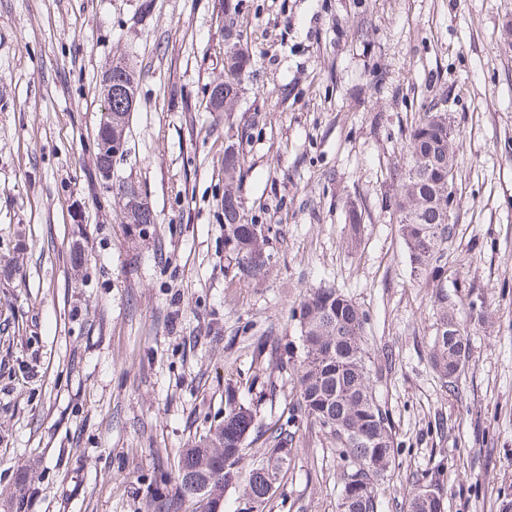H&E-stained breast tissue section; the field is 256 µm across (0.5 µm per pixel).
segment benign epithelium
<instances>
[{
	"mask_svg": "<svg viewBox=\"0 0 512 512\" xmlns=\"http://www.w3.org/2000/svg\"><path fill=\"white\" fill-rule=\"evenodd\" d=\"M99 93L104 101L103 121L119 127L130 117L137 101V74L126 58H116L103 70L99 78ZM113 168L102 172L101 180L106 188L114 189L120 196L121 217L127 220L128 214L136 209L152 211V206L140 185L125 179L112 183Z\"/></svg>",
	"mask_w": 512,
	"mask_h": 512,
	"instance_id": "1",
	"label": "benign epithelium"
}]
</instances>
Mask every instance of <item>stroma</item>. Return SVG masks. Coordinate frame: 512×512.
I'll use <instances>...</instances> for the list:
<instances>
[{
  "label": "stroma",
  "mask_w": 512,
  "mask_h": 512,
  "mask_svg": "<svg viewBox=\"0 0 512 512\" xmlns=\"http://www.w3.org/2000/svg\"><path fill=\"white\" fill-rule=\"evenodd\" d=\"M252 66L231 116L224 0H0V512H192L182 448L227 393L259 421L288 411L292 313L332 287L364 311L396 465L382 512L443 467L445 512L512 494V0H242ZM139 76L119 178L155 224L128 225L101 184L99 77ZM445 110L457 203L446 278L417 285L393 196L417 113ZM245 158L244 216L264 279L224 238V148ZM469 364L455 391L430 359L438 294ZM342 465L300 424L265 512H337Z\"/></svg>",
  "instance_id": "1"
}]
</instances>
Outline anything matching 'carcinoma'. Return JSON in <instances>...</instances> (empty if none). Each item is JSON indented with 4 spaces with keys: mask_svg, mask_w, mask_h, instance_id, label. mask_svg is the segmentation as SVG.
I'll return each instance as SVG.
<instances>
[{
    "mask_svg": "<svg viewBox=\"0 0 512 512\" xmlns=\"http://www.w3.org/2000/svg\"><path fill=\"white\" fill-rule=\"evenodd\" d=\"M250 65L244 43L239 0H224V112L238 100ZM244 159L234 145L224 147V236L239 272L248 279L266 273L269 256L265 238L256 224L240 221L242 203L234 185L240 181ZM455 154L448 153V113L430 106L418 114L408 140L403 175L395 197L401 238L418 283L429 285L446 272L442 245L450 227L445 220L448 198L440 188L448 170L456 169ZM439 322L430 348V360L443 386L453 391L469 358L465 329L448 333V295L440 294ZM303 359L294 369L296 399L288 422L297 417L320 428L332 440L343 462V485L338 512H381L377 484L396 462L397 444L389 414L378 404L370 386L368 352L364 341L366 317L351 300L332 288L307 291L299 305ZM294 433L275 418L257 422L250 407L228 398L224 418L207 433L181 450L176 466V489L194 502V512H211L191 493L194 485L208 488L211 502L224 500L227 487L245 478L243 497L264 510L273 491L269 465L243 473L246 447L258 442L267 449V460L288 458ZM443 476L441 467L431 473L426 495L420 486L409 496L407 512H445L444 500L435 492Z\"/></svg>",
    "mask_w": 512,
    "mask_h": 512,
    "instance_id": "obj_1",
    "label": "carcinoma"
}]
</instances>
